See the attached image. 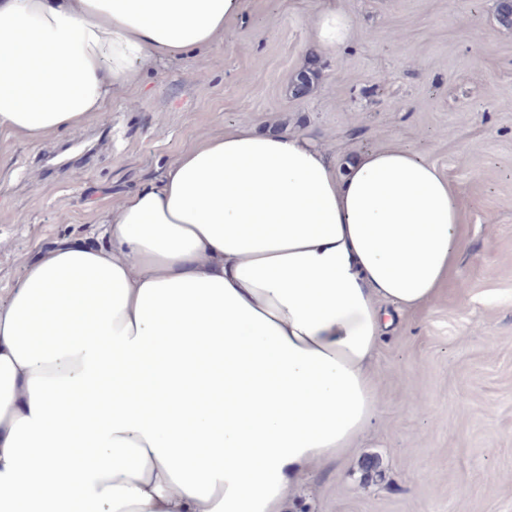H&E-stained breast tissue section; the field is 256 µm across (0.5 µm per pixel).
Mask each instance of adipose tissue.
<instances>
[{
  "label": "adipose tissue",
  "instance_id": "ef3b65f1",
  "mask_svg": "<svg viewBox=\"0 0 512 512\" xmlns=\"http://www.w3.org/2000/svg\"><path fill=\"white\" fill-rule=\"evenodd\" d=\"M247 0H0V134L104 117L146 65L210 46ZM335 6L313 38L336 52ZM42 250L0 305V512H288L377 413L384 331L465 245L437 168L392 145L337 176L314 139L240 126ZM101 450L85 462L78 444Z\"/></svg>",
  "mask_w": 512,
  "mask_h": 512
}]
</instances>
